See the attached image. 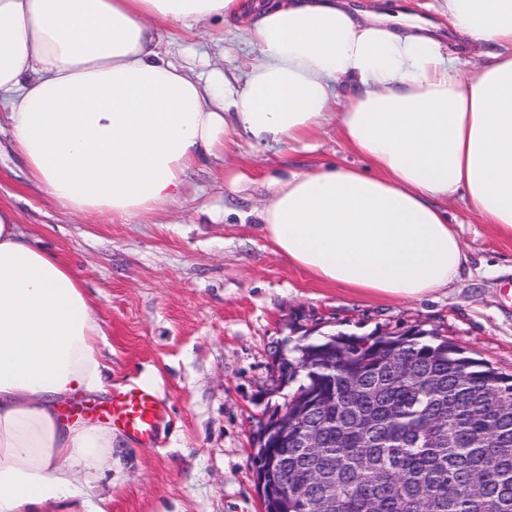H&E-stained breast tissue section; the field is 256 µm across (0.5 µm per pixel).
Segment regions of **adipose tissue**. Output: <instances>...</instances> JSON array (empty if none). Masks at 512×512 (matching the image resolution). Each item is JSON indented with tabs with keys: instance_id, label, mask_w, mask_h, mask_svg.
Instances as JSON below:
<instances>
[{
	"instance_id": "1",
	"label": "adipose tissue",
	"mask_w": 512,
	"mask_h": 512,
	"mask_svg": "<svg viewBox=\"0 0 512 512\" xmlns=\"http://www.w3.org/2000/svg\"><path fill=\"white\" fill-rule=\"evenodd\" d=\"M483 49L470 76L426 17L349 0H0V117L29 180L70 213L115 220L175 201L227 145L309 147L329 123L367 167L276 181L259 218L316 279L418 299L467 254L437 199L465 194L512 236V0H446ZM234 26L259 56L195 74L159 27ZM79 277L0 204V512H87L110 425L67 415L111 396Z\"/></svg>"
}]
</instances>
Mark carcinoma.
Segmentation results:
<instances>
[{
  "label": "carcinoma",
  "mask_w": 512,
  "mask_h": 512,
  "mask_svg": "<svg viewBox=\"0 0 512 512\" xmlns=\"http://www.w3.org/2000/svg\"><path fill=\"white\" fill-rule=\"evenodd\" d=\"M392 333L297 348L296 402L336 397L323 448H290L266 472L300 494L266 512H512V375L433 336L398 354ZM402 358L413 379L394 360Z\"/></svg>",
  "instance_id": "cac0c4a2"
}]
</instances>
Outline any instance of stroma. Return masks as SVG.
<instances>
[{"mask_svg":"<svg viewBox=\"0 0 512 512\" xmlns=\"http://www.w3.org/2000/svg\"><path fill=\"white\" fill-rule=\"evenodd\" d=\"M351 2L427 15L445 43L454 42L443 0ZM159 48L194 69L203 53L230 70L258 55L219 22L163 29ZM362 163L332 124L307 149L243 142L198 164L178 201L122 224L74 216L29 183L9 129H0V203L18 210L23 236L82 280L113 390L150 389L167 411L152 447L115 435L107 469L88 491L93 505L260 512L252 437L298 387L278 379L277 366L327 335L426 330L512 375V238L479 223L466 199L447 209L468 262L422 300L340 288L274 252L258 217L274 180Z\"/></svg>","mask_w":512,"mask_h":512,"instance_id":"1","label":"stroma"}]
</instances>
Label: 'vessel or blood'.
I'll use <instances>...</instances> for the list:
<instances>
[{
  "label": "vessel or blood",
  "mask_w": 512,
  "mask_h": 512,
  "mask_svg": "<svg viewBox=\"0 0 512 512\" xmlns=\"http://www.w3.org/2000/svg\"><path fill=\"white\" fill-rule=\"evenodd\" d=\"M113 427L132 436L141 446H151L159 434L164 411L157 396L146 389L133 388L113 394L112 408L106 411Z\"/></svg>",
  "instance_id": "1"
}]
</instances>
